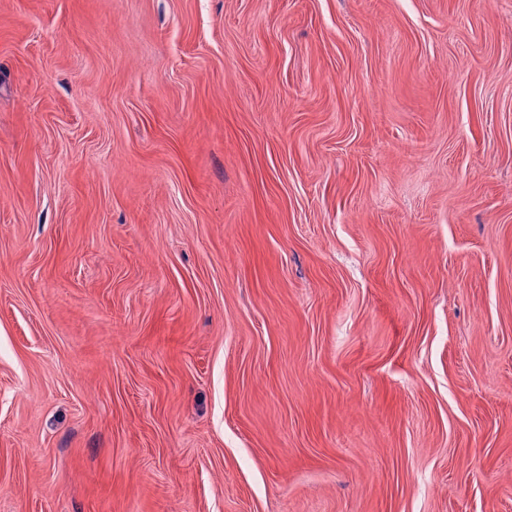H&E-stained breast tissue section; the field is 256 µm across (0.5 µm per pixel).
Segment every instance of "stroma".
Segmentation results:
<instances>
[{"instance_id": "35a3bbf8", "label": "stroma", "mask_w": 512, "mask_h": 512, "mask_svg": "<svg viewBox=\"0 0 512 512\" xmlns=\"http://www.w3.org/2000/svg\"><path fill=\"white\" fill-rule=\"evenodd\" d=\"M0 512H512V0H0Z\"/></svg>"}]
</instances>
